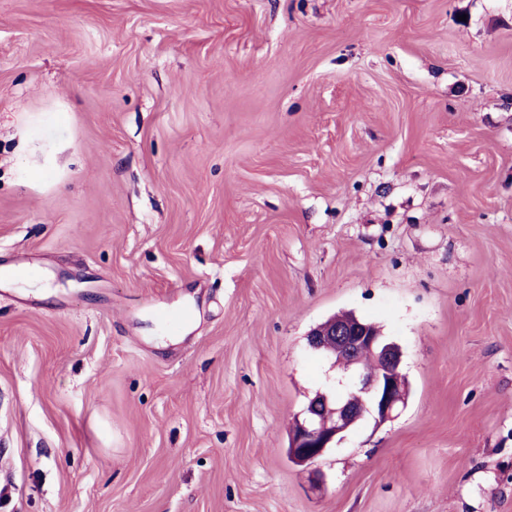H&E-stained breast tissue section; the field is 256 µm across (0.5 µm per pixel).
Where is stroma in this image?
<instances>
[{
    "mask_svg": "<svg viewBox=\"0 0 512 512\" xmlns=\"http://www.w3.org/2000/svg\"><path fill=\"white\" fill-rule=\"evenodd\" d=\"M22 256L0 512H512V0H0ZM342 311L410 396L299 466Z\"/></svg>",
    "mask_w": 512,
    "mask_h": 512,
    "instance_id": "1",
    "label": "stroma"
}]
</instances>
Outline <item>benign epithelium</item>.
Here are the masks:
<instances>
[{"label":"benign epithelium","instance_id":"1","mask_svg":"<svg viewBox=\"0 0 512 512\" xmlns=\"http://www.w3.org/2000/svg\"><path fill=\"white\" fill-rule=\"evenodd\" d=\"M307 340L315 351L336 350L349 355L353 373V382L344 394L332 401L331 392H322L311 398L296 418L293 450L311 464L358 421L370 417L375 425H382L398 416L406 400L401 384V348L384 340L374 325L357 318L330 320L313 328ZM362 354L377 361L379 372L360 370Z\"/></svg>","mask_w":512,"mask_h":512}]
</instances>
